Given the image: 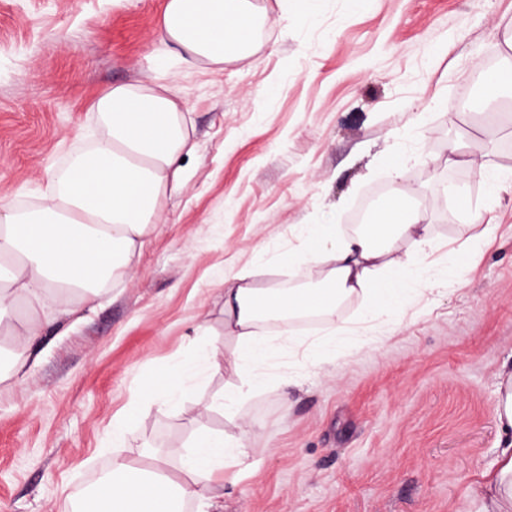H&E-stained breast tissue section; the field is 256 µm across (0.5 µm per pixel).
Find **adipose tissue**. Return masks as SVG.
<instances>
[{
  "label": "adipose tissue",
  "mask_w": 512,
  "mask_h": 512,
  "mask_svg": "<svg viewBox=\"0 0 512 512\" xmlns=\"http://www.w3.org/2000/svg\"><path fill=\"white\" fill-rule=\"evenodd\" d=\"M255 0H166L156 19L160 42L183 61L211 71L250 55L268 25ZM97 135L83 151L53 171L35 202L22 206L0 198V335L9 336L0 382L20 376L36 344L51 327L48 317L19 315L37 309L56 292L77 303L118 280L132 268L151 226L160 220L165 200L181 185V160L192 152L189 120L175 89L158 79L112 86L92 105ZM423 209H405L401 222L373 217L347 240H337L330 225L312 224L302 253L290 265L321 267L319 287H251L239 274L224 283V330L237 341L241 383L213 396L210 409L235 418L239 407L259 390L256 366L275 351L257 325L268 318L335 312L346 298H367L371 317L402 305L403 274L409 258L398 254L399 240L416 250L429 241ZM497 418L506 444L488 484L473 487L484 512H512V369L498 376ZM244 454L242 437L202 431L191 445L153 455L151 468L130 459L112 460V477L84 496L78 512H181L186 497L198 499L199 512H221L214 488L236 482ZM178 461L185 477L171 480L165 469Z\"/></svg>",
  "instance_id": "ef3b65f1"
}]
</instances>
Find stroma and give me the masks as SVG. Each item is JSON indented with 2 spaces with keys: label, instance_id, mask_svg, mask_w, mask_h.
<instances>
[{
  "label": "stroma",
  "instance_id": "35a3bbf8",
  "mask_svg": "<svg viewBox=\"0 0 512 512\" xmlns=\"http://www.w3.org/2000/svg\"><path fill=\"white\" fill-rule=\"evenodd\" d=\"M165 2L0 0V196L32 201L93 138L91 105L115 84L173 85L195 143L133 270L79 315L49 299L37 361L0 383V512H73L113 455L202 428L248 431L223 512H479L470 487L500 446L497 376L512 365V99L490 102L474 70L512 65V0H259L257 50L218 73L158 44ZM456 145L483 169L449 161ZM380 188L419 201L430 226L399 313L368 319L354 295L313 325L262 324L278 349L235 420L207 408L240 383L229 360L154 402L199 347L233 351L225 279L297 282L283 260L308 225L349 237ZM334 328L331 359L309 357L304 342Z\"/></svg>",
  "mask_w": 512,
  "mask_h": 512
}]
</instances>
